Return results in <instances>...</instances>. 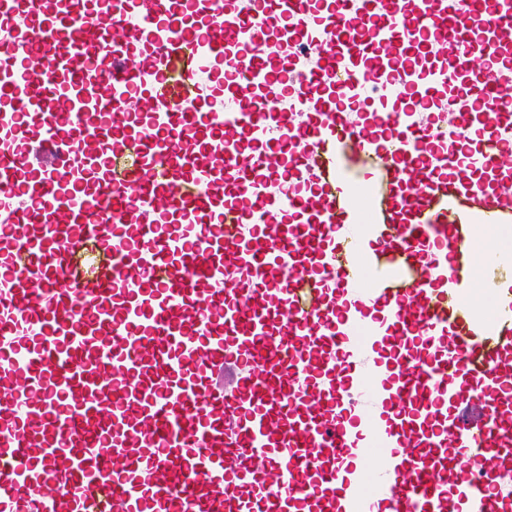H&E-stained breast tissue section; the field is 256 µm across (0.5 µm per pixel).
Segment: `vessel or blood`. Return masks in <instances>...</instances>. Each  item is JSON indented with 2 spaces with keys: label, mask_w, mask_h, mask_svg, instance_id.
Masks as SVG:
<instances>
[{
  "label": "vessel or blood",
  "mask_w": 512,
  "mask_h": 512,
  "mask_svg": "<svg viewBox=\"0 0 512 512\" xmlns=\"http://www.w3.org/2000/svg\"><path fill=\"white\" fill-rule=\"evenodd\" d=\"M75 2L0 0V512H512V0ZM346 170L349 180L353 185H358L360 183L369 184L372 188L373 197L375 199L378 195L379 175L368 165H365L362 161L352 157L350 153H348L346 159ZM510 225L512 226V220ZM510 225H485L477 235V250L480 255L484 253L512 254V232Z\"/></svg>",
  "instance_id": "b4317fda"
}]
</instances>
